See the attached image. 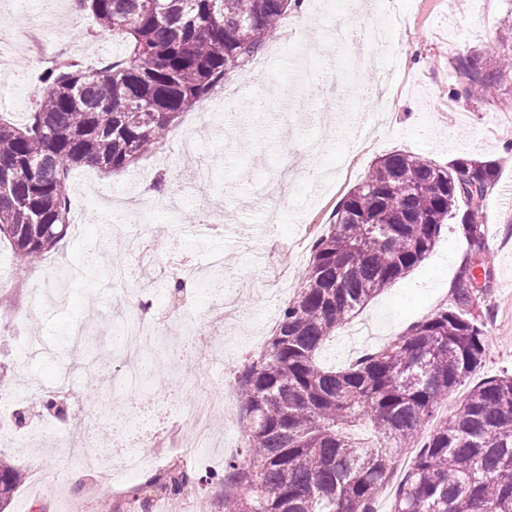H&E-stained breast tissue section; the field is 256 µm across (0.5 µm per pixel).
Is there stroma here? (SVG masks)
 <instances>
[{
  "label": "stroma",
  "mask_w": 512,
  "mask_h": 512,
  "mask_svg": "<svg viewBox=\"0 0 512 512\" xmlns=\"http://www.w3.org/2000/svg\"><path fill=\"white\" fill-rule=\"evenodd\" d=\"M392 24L381 69L357 68L359 41H337L336 28L360 30L381 20L379 13L349 12L345 0H304L289 18L304 15L308 27L278 28L274 42L282 53L265 73L242 88L236 110L244 133L226 143L224 114L184 113L154 149L121 172L75 167L67 184L73 215L84 216V234L74 233L46 256L17 260L0 243V392L14 396L7 411L18 429L41 431L33 448H1L0 462L22 471L24 479L10 512H101L103 500H118L131 483L103 482L94 469L75 466L85 427L110 435L109 419L122 404L156 396L169 424L210 378L213 394L229 392L230 406L216 404L213 445L188 473L196 478L194 512L223 496L222 485L206 476L224 471V460L243 453L242 405L236 379L266 348L282 308L299 290L311 249L298 252L288 283L273 297L272 281L257 279L266 266L267 244L285 252L310 228H325L337 203L360 183L382 156L406 151L445 165L457 158L499 160L500 178L485 205L492 269L490 288L478 296V308L490 312L488 350L470 383L512 374V247L497 241L512 228V204L500 202L512 190V109L496 97L477 99L455 68L456 57L476 54L490 60L512 47V0H394ZM57 12L63 25L57 39H77L91 62L120 55L117 36L97 26L90 11L72 13L67 0ZM46 60L20 62L12 76L0 77L8 100L0 114L22 121L35 106ZM379 96L363 99L367 88ZM204 122L199 151L215 169L211 182L186 198L183 211L201 199L224 211L223 231L192 233L178 216L145 212L137 224L110 233L114 212L109 201L141 199V188L157 180L178 187L191 169L180 136ZM294 149L291 168L282 169L279 146ZM110 259L134 264L136 286L151 283V317L162 334L141 354L127 349L118 304L104 276L84 269L102 235ZM464 240L446 224L430 256L408 275L385 288L329 339L319 354L323 366L345 368L350 351L364 342L383 348L415 321L450 297ZM228 256L222 280L206 292L187 285L180 301L166 290L170 270L193 266L206 278L212 254ZM58 471L57 479L32 486L34 467Z\"/></svg>",
  "instance_id": "stroma-1"
}]
</instances>
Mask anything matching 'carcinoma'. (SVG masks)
<instances>
[{
	"instance_id": "1",
	"label": "carcinoma",
	"mask_w": 512,
	"mask_h": 512,
	"mask_svg": "<svg viewBox=\"0 0 512 512\" xmlns=\"http://www.w3.org/2000/svg\"><path fill=\"white\" fill-rule=\"evenodd\" d=\"M98 26L124 39L128 57L106 70L64 64L46 73L30 123L0 118V242L35 261L71 227L66 178L91 165L118 171L164 138L225 74L257 55L290 0H85ZM512 51L482 63L457 58L473 91L489 96ZM500 164L442 166L392 152L338 204L314 241L298 294L282 309L264 354L242 373L245 456L224 460V512H375L395 449L415 441L438 400L484 362L479 288L492 271L484 203ZM487 192L462 191L465 180ZM454 219L466 243L450 304L343 370L318 353L360 309L432 251ZM368 420L376 442L347 428ZM189 477L154 478L165 496ZM22 482L0 465V512ZM391 512H512V376L475 384L415 453Z\"/></svg>"
}]
</instances>
